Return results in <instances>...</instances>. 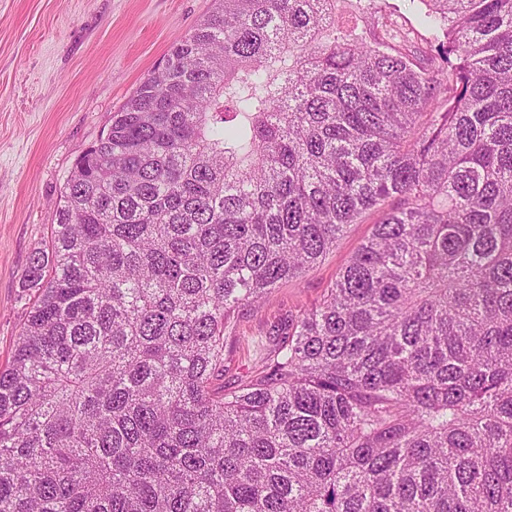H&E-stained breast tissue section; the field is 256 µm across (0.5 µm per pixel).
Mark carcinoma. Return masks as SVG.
<instances>
[{"instance_id":"obj_1","label":"carcinoma","mask_w":512,"mask_h":512,"mask_svg":"<svg viewBox=\"0 0 512 512\" xmlns=\"http://www.w3.org/2000/svg\"><path fill=\"white\" fill-rule=\"evenodd\" d=\"M417 1L433 51L379 0L373 39L214 0L114 113L22 276L0 512H512V0ZM368 215L214 389L240 309ZM373 221V216H366L362 223L352 224L336 250L314 269L275 288L259 309L242 311L236 329L224 340V379L219 378L216 385L235 386L256 374L261 358L278 342V336L270 335L273 326L286 322L288 315L311 307L321 298L339 267L369 235Z\"/></svg>"}]
</instances>
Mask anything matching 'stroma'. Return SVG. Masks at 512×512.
Returning a JSON list of instances; mask_svg holds the SVG:
<instances>
[{"label": "stroma", "instance_id": "35a3bbf8", "mask_svg": "<svg viewBox=\"0 0 512 512\" xmlns=\"http://www.w3.org/2000/svg\"><path fill=\"white\" fill-rule=\"evenodd\" d=\"M212 7L213 0H0V368L32 302L21 276L50 234L77 159ZM372 222L351 225L314 269L242 311L224 340V385L254 376L278 342L273 326L321 298Z\"/></svg>", "mask_w": 512, "mask_h": 512}]
</instances>
